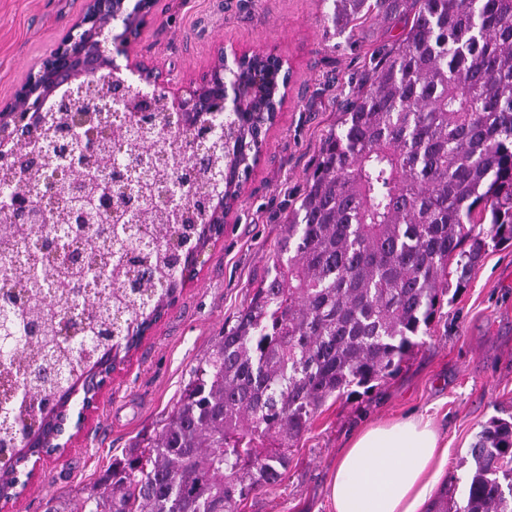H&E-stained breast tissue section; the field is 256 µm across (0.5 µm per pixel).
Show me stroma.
I'll return each instance as SVG.
<instances>
[{
  "label": "stroma",
  "instance_id": "stroma-1",
  "mask_svg": "<svg viewBox=\"0 0 512 512\" xmlns=\"http://www.w3.org/2000/svg\"><path fill=\"white\" fill-rule=\"evenodd\" d=\"M84 0H0V102L80 16ZM404 22L372 14L353 32L323 19L322 0H160L130 55L183 90L213 63L219 44L280 55L293 69L288 100L195 277L175 306L112 376L79 437L43 465L6 512H71L112 457L144 446L168 415L195 365L254 288L275 274L288 212L298 206L322 138ZM430 420L448 449L439 482L463 498L469 450L482 424L512 416V244L488 245L463 288H450L429 335L394 376L366 394L331 399L298 440L285 480L238 512H331L326 485L341 452L366 428L407 417Z\"/></svg>",
  "mask_w": 512,
  "mask_h": 512
}]
</instances>
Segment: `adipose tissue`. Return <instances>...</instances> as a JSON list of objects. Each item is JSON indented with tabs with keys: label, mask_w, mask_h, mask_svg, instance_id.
<instances>
[{
	"label": "adipose tissue",
	"mask_w": 512,
	"mask_h": 512,
	"mask_svg": "<svg viewBox=\"0 0 512 512\" xmlns=\"http://www.w3.org/2000/svg\"><path fill=\"white\" fill-rule=\"evenodd\" d=\"M438 448L430 421L421 418L359 433L330 479L332 512H420L434 487Z\"/></svg>",
	"instance_id": "obj_1"
}]
</instances>
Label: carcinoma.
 I'll return each mask as SVG.
<instances>
[{
  "label": "carcinoma",
  "mask_w": 512,
  "mask_h": 512,
  "mask_svg": "<svg viewBox=\"0 0 512 512\" xmlns=\"http://www.w3.org/2000/svg\"><path fill=\"white\" fill-rule=\"evenodd\" d=\"M415 10L369 83L321 143L300 205L288 213L275 275L254 289L236 322L190 370L189 381L142 448H131L98 480L77 512H237L282 482L291 448L331 397L352 396L397 374L420 346L448 291L486 239L512 241V0H331L326 14L345 27L377 11ZM84 113L36 121L51 143ZM144 127L104 141L100 163L145 148L162 155L136 176L141 233L110 245L98 225L124 228L116 203L101 214L98 170L82 173L88 221L53 257L24 269L0 266V373L22 370L18 388L36 412L62 401L104 362L127 352L182 284L181 255L217 228L207 203L236 194L249 164L227 158L224 121L189 127L158 96ZM182 185L183 211L155 202L162 184ZM26 197L41 218L0 224L15 247L51 237L73 204L47 210L35 181L0 184V209ZM83 253L78 265L70 260ZM16 405L0 404V451L20 448ZM464 499L444 488L430 512H512V419L483 425L470 449Z\"/></svg>",
  "instance_id": "obj_1"
}]
</instances>
